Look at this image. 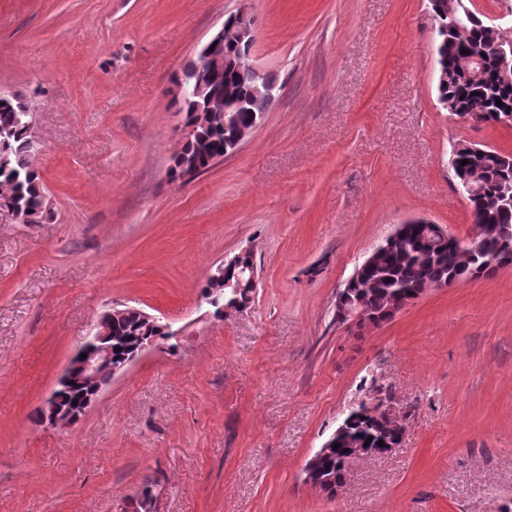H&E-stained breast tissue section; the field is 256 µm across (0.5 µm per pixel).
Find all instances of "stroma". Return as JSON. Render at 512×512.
<instances>
[{
    "mask_svg": "<svg viewBox=\"0 0 512 512\" xmlns=\"http://www.w3.org/2000/svg\"><path fill=\"white\" fill-rule=\"evenodd\" d=\"M280 89L242 148L181 183L173 81L231 14ZM428 0H0V91L21 94L49 214H0V512H512V266L336 321L354 268L425 217L475 232L458 143L512 125L437 102ZM255 251L220 319L213 266ZM182 337L113 379L74 428L36 408L112 304ZM386 391L405 429L327 497L307 459ZM251 249H243L239 253L235 254L231 258H225L221 261L219 269L222 270L224 275V267L230 266L236 270L235 277L237 282L233 285L231 282L228 283L230 286H234L236 298L233 304L222 308V312L228 317L233 313L243 312L248 309L251 303L254 301V295L258 286L259 272L258 268L253 263H241V258L249 253Z\"/></svg>",
    "mask_w": 512,
    "mask_h": 512,
    "instance_id": "1",
    "label": "stroma"
}]
</instances>
